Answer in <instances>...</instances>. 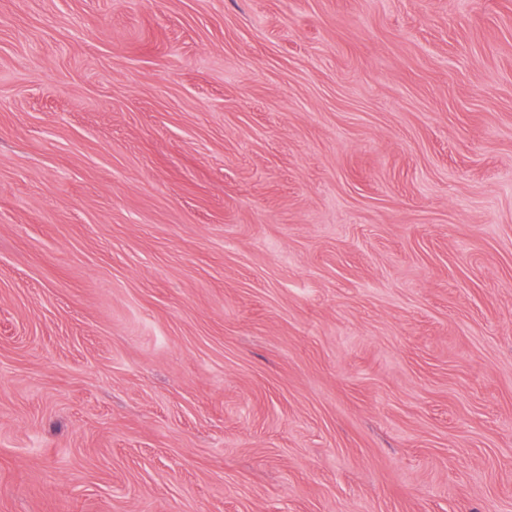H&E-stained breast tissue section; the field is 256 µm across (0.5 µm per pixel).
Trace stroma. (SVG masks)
<instances>
[{
    "label": "stroma",
    "instance_id": "obj_1",
    "mask_svg": "<svg viewBox=\"0 0 512 512\" xmlns=\"http://www.w3.org/2000/svg\"><path fill=\"white\" fill-rule=\"evenodd\" d=\"M0 512H512V0H0Z\"/></svg>",
    "mask_w": 512,
    "mask_h": 512
}]
</instances>
